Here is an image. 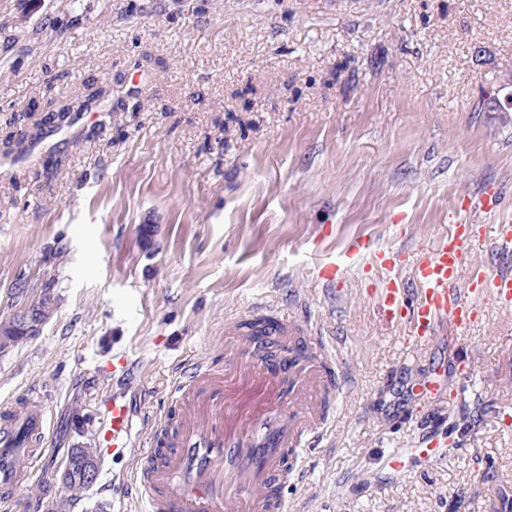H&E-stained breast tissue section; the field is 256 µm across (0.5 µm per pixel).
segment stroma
Listing matches in <instances>:
<instances>
[{
    "mask_svg": "<svg viewBox=\"0 0 512 512\" xmlns=\"http://www.w3.org/2000/svg\"><path fill=\"white\" fill-rule=\"evenodd\" d=\"M508 72L512 0H0V139L113 90L111 113L0 156V321L17 286L56 300L0 350V405L35 388L51 418L22 512H141L131 456L97 444L108 366L137 365L151 431L174 362L251 364L222 328L257 302L320 324L349 378L288 512L512 506V310L476 298L466 335L416 347L381 321L369 269L425 257L489 186L487 233L512 222V112L474 109ZM431 379L434 405L414 393ZM431 438L440 460L411 455ZM92 444L97 480L71 501L57 472Z\"/></svg>",
    "mask_w": 512,
    "mask_h": 512,
    "instance_id": "1",
    "label": "stroma"
}]
</instances>
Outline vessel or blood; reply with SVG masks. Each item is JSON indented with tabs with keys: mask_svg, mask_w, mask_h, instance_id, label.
Returning a JSON list of instances; mask_svg holds the SVG:
<instances>
[{
	"mask_svg": "<svg viewBox=\"0 0 512 512\" xmlns=\"http://www.w3.org/2000/svg\"><path fill=\"white\" fill-rule=\"evenodd\" d=\"M494 191L465 199L447 237L411 269H404L399 253L380 251L375 264L386 273L374 302L383 321L403 325L407 340L419 345L436 335L439 326L454 323L466 330L477 318L473 296L493 298L512 308V269L490 273L467 266L471 250L485 238L477 214L491 211ZM469 267L468 283H461L462 267ZM417 298L407 302L408 285ZM224 333L243 344L264 341L270 355L261 371L276 386L279 400L247 425L233 421L224 405V375L209 365L180 366L171 393L186 408L170 430L167 445L155 437H141L135 409L124 392L113 391L105 401L103 442L117 453L136 454L132 488L144 512H285L283 489L299 477L303 448L322 441L328 422L321 413L327 393L343 395L347 388L339 358L312 359L310 366L285 381L279 357L282 347L303 337L321 336L320 325L276 316L262 331L244 329L238 320L224 323ZM48 412L36 390L0 408V506L12 512L30 461L44 447Z\"/></svg>",
	"mask_w": 512,
	"mask_h": 512,
	"instance_id": "obj_1",
	"label": "vessel or blood"
}]
</instances>
